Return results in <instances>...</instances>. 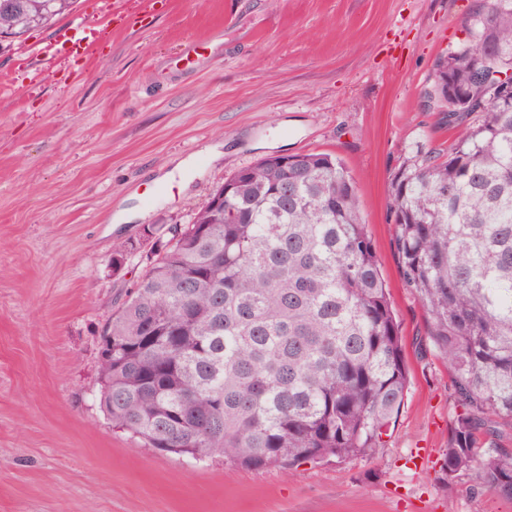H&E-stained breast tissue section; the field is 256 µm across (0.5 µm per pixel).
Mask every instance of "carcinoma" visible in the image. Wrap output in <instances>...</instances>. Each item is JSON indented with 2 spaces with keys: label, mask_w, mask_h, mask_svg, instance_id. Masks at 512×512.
<instances>
[{
  "label": "carcinoma",
  "mask_w": 512,
  "mask_h": 512,
  "mask_svg": "<svg viewBox=\"0 0 512 512\" xmlns=\"http://www.w3.org/2000/svg\"><path fill=\"white\" fill-rule=\"evenodd\" d=\"M76 0H0L19 38ZM430 75L455 118L448 150H410L389 211L402 281L448 364L460 413L442 475L474 473L512 500V104L487 69H512V0H483ZM462 90L448 96L442 81ZM150 261L102 336L99 407L146 448L291 470L369 458L408 389L399 327L353 177L327 153L266 156L218 187Z\"/></svg>",
  "instance_id": "obj_1"
}]
</instances>
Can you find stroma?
<instances>
[{
	"instance_id": "obj_1",
	"label": "stroma",
	"mask_w": 512,
	"mask_h": 512,
	"mask_svg": "<svg viewBox=\"0 0 512 512\" xmlns=\"http://www.w3.org/2000/svg\"><path fill=\"white\" fill-rule=\"evenodd\" d=\"M480 2L163 0L117 26L104 0H77L0 45V512H512L474 474L439 471L459 408L447 364L419 347L387 193L404 153L452 138L418 93ZM83 19L106 29L91 54L39 55ZM310 152L351 172L403 338L409 388L384 447L255 471L113 429L100 336L169 225L259 159Z\"/></svg>"
}]
</instances>
